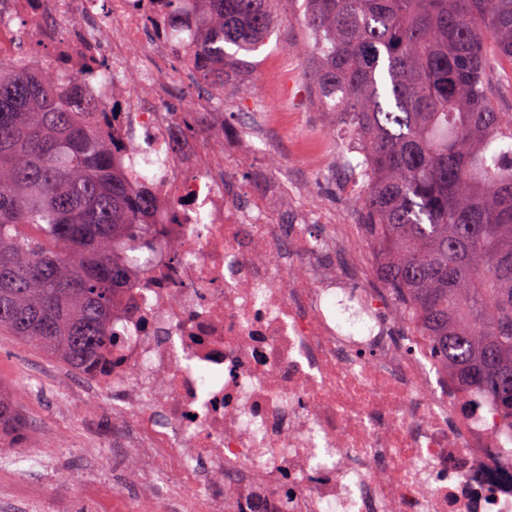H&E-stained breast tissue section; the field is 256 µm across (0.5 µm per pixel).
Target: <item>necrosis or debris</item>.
I'll return each mask as SVG.
<instances>
[{
    "instance_id": "necrosis-or-debris-1",
    "label": "necrosis or debris",
    "mask_w": 512,
    "mask_h": 512,
    "mask_svg": "<svg viewBox=\"0 0 512 512\" xmlns=\"http://www.w3.org/2000/svg\"><path fill=\"white\" fill-rule=\"evenodd\" d=\"M34 75L97 104L95 124L146 190L148 245H117L129 274L112 349L83 373L115 397L130 483L164 512H512V426L460 393L430 341L379 288L346 224L323 215L322 265L308 212L281 213L231 171L276 115L224 137L223 91L165 0H0V58L22 27ZM183 103H172L175 91ZM354 285L361 333L336 320Z\"/></svg>"
}]
</instances>
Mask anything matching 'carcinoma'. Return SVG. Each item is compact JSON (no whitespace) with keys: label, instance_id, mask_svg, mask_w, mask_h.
Masks as SVG:
<instances>
[{"label":"carcinoma","instance_id":"carcinoma-1","mask_svg":"<svg viewBox=\"0 0 512 512\" xmlns=\"http://www.w3.org/2000/svg\"><path fill=\"white\" fill-rule=\"evenodd\" d=\"M277 0H196L188 51L228 85L273 28ZM307 93L337 117L345 181L379 282L407 304L460 389L512 426V112L495 106L487 45L512 63V0H303ZM0 59V333L84 371L112 347L127 271L112 244L145 237L137 193L92 105ZM25 416L0 394V434Z\"/></svg>","mask_w":512,"mask_h":512}]
</instances>
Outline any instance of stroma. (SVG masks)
<instances>
[{"instance_id": "stroma-1", "label": "stroma", "mask_w": 512, "mask_h": 512, "mask_svg": "<svg viewBox=\"0 0 512 512\" xmlns=\"http://www.w3.org/2000/svg\"><path fill=\"white\" fill-rule=\"evenodd\" d=\"M276 13L273 31L263 46L246 55L225 97L224 134L239 133L245 108H268L281 99L286 102L288 130L268 128L265 143L257 144L233 176L262 193L266 187L253 181V173L285 167L290 192L272 197L283 218H290L299 203L312 210L335 207L340 223H357L356 201L337 165L338 141L329 143L328 161L334 170L327 177L313 170L298 149L305 137H328L333 122L304 92V63L296 49L307 45L309 37L294 0H278ZM72 376L66 366L37 348L0 335V391L18 400L29 426L24 441L0 442V454L15 459L13 472L0 476V483L15 495L0 499V512H21L20 496L32 487L42 491L40 512H159V497L144 496L124 481L128 455L112 445L111 398L90 402L72 385ZM89 439L103 443L92 455L83 448Z\"/></svg>"}]
</instances>
